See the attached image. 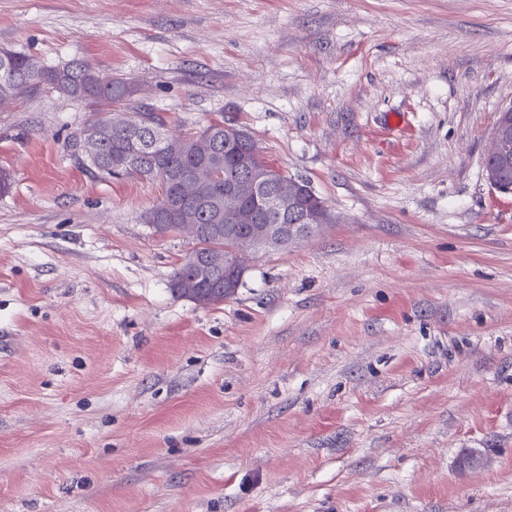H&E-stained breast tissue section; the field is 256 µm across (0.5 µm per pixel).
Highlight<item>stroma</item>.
Here are the masks:
<instances>
[{"label":"stroma","mask_w":512,"mask_h":512,"mask_svg":"<svg viewBox=\"0 0 512 512\" xmlns=\"http://www.w3.org/2000/svg\"><path fill=\"white\" fill-rule=\"evenodd\" d=\"M0 49L245 127L333 215L198 307L159 182L0 103V512H512V0H0ZM498 116L499 112H497L496 121L491 132V146L484 160L487 161L489 159H501L506 161V159H508L509 161H511V136H506L503 133V131L499 128L497 121Z\"/></svg>","instance_id":"obj_1"}]
</instances>
